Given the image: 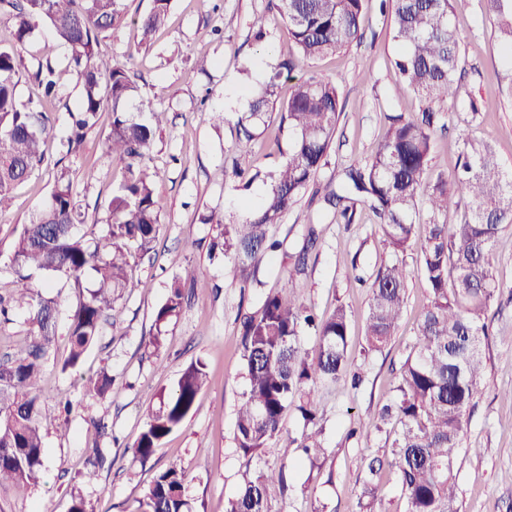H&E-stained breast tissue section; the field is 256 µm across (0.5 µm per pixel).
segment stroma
I'll list each match as a JSON object with an SVG mask.
<instances>
[{
    "label": "stroma",
    "instance_id": "1",
    "mask_svg": "<svg viewBox=\"0 0 512 512\" xmlns=\"http://www.w3.org/2000/svg\"><path fill=\"white\" fill-rule=\"evenodd\" d=\"M127 19L117 37L102 40V54L123 64L137 86L136 104L153 123L158 136L146 158L157 171L155 199L160 215L154 249L135 255L128 274L132 291L117 299L104 334L83 362L66 368L69 357L67 315L77 301L71 281L34 275V292L54 299L59 337L43 379L47 415L42 433L48 469L38 486L12 495V512H68L71 497L81 494L96 512H137L155 475L176 463L184 469L186 496L192 512H224L244 477L269 470L283 471L286 484L274 488L267 512H359L358 494L371 458L388 452L386 436L355 430L392 400L400 368L415 340V320L427 302V287L417 272V248L403 262L409 272L406 304L399 326L386 348L362 354L368 312L366 278L390 261L368 208H360L355 223H337L320 202L302 196L272 233L281 251L259 256L251 281L234 277L221 253L211 251L215 225L202 223L216 209L238 215L257 204L266 192L262 183L243 189L225 175V168H274L288 148V132L271 119L251 153L233 156L237 114L245 107L244 92L258 89L271 66L292 50L282 16L267 0H172L166 26L150 44H142L135 23L152 0H125ZM267 36L253 37L254 21ZM453 22L462 38L458 110L468 113L477 103L479 114L438 132L432 168L452 172L462 137L490 142L502 164L512 168V81L505 79L500 43L481 0H458ZM360 42L339 55L304 64L298 73L336 83L344 111L321 183L336 182L346 167L367 159L377 148L386 114L412 118L419 99L393 84L389 58L395 45L389 18L378 0H369ZM23 68L51 60L59 94L47 103L55 117L44 144L46 159L13 193L11 207L0 215V291L11 288L9 257L24 224L48 198L60 168H67L81 206L77 232L87 241L104 233V217L112 189L122 179L125 163L112 156L106 138L112 109L104 107L98 124L88 132L79 154L60 158V142L68 130V113L76 109L81 86L68 66V51L52 30L41 26L21 49ZM224 123H215L216 113ZM316 225L320 241L311 253L305 275L288 280L283 271L302 245L303 225ZM501 280L505 284L488 312L487 371L480 392L466 414L468 454L458 462V504L461 512H512V229L496 244ZM196 279L184 288L180 315L166 328L160 349L148 339L157 308L166 300L185 269ZM271 292L295 293L318 314L336 304L348 310L352 338L348 373L360 374L358 387L330 385L319 395L324 452L309 462L302 452L282 454L267 448L246 457L236 446V410L247 390L242 359V320L258 315ZM202 363L207 382L182 425L165 438L147 462L133 455L159 395L171 392L191 363ZM108 373L112 386L103 398L84 393L88 378ZM71 403L68 416L56 408ZM105 418L107 436H98L92 419ZM100 446L107 462L94 483L81 477L87 448Z\"/></svg>",
    "mask_w": 512,
    "mask_h": 512
}]
</instances>
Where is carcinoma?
Segmentation results:
<instances>
[{
	"instance_id": "obj_1",
	"label": "carcinoma",
	"mask_w": 512,
	"mask_h": 512,
	"mask_svg": "<svg viewBox=\"0 0 512 512\" xmlns=\"http://www.w3.org/2000/svg\"><path fill=\"white\" fill-rule=\"evenodd\" d=\"M366 0H268L284 18L294 51L281 59L263 86L247 100L236 122L235 149L247 154L260 130L276 113L287 125L288 153L269 175L270 187L262 202L235 221L220 211L204 216L220 230L224 258L232 272H244L260 254L275 253L283 242L273 226L315 184L327 164L344 106L335 83L315 76L297 80L288 100H279L281 78L305 62L348 49L362 38ZM498 34L512 78V0H482ZM171 0H152L151 9L136 24L148 41L166 24ZM390 15L398 52L392 60L398 89L413 92L424 103L416 119L401 113L385 117L375 153L347 167L336 187L323 195L324 208L336 223L355 222L357 207L366 206L379 219V230L393 259L381 266L369 283V310L363 352L382 351L402 314L408 272L399 255L420 235L418 273L428 286V303L416 327L396 386L395 398L369 418L381 432L395 423L398 429L386 459L367 466L358 498L359 512H374L376 478L383 466L396 475L406 501V512H460L456 493V464L464 446L465 415L484 379L483 347L488 336V311L502 288L495 258L500 234L512 227V169L505 168L493 146L464 137L452 175L430 176L434 132L459 119L457 71L460 38L453 24L455 0H380ZM126 13L125 0H0V18L13 28V42L0 46V213L12 201L15 186L43 161L41 145L53 130L42 102L57 96L55 67L40 61L27 76L40 90L37 102L16 98L18 48L40 25L52 29L69 50L82 94L69 113L70 131L61 148L67 157L77 152L105 104H112L107 137L110 153L127 160L123 180L112 189L105 233L87 243L76 236L80 223L73 186L61 169L42 207L15 241L10 269L15 288L0 295V324L10 314L27 315L30 339L0 359V512L7 510L5 495L37 485L47 471L41 432L43 418L40 385L42 368L56 339L58 307L54 300L33 293L28 281L36 273L64 276L83 287L91 272L95 288L79 295L69 314L70 357L74 368L85 352L103 336L104 314L112 303L135 287L127 268L132 250L152 249L160 224L155 200L157 172L144 158L157 129L129 109L135 86L127 70L99 52L104 34L117 33ZM463 209L456 224L448 212ZM303 245L288 265V279L305 273L308 254L319 235L313 224L302 230ZM182 307L180 287L171 288L155 313L156 333L149 345L159 349L166 325ZM321 341L317 360L302 350L304 331ZM351 332L346 307L339 303L327 317L317 316L293 293L268 294L259 316L243 321L242 358L248 389L236 413V445L253 456L273 444L283 455L300 448L306 457L323 450L322 428L317 426L316 394L320 385H357L347 379L346 360ZM206 383L203 364L188 366L176 388L159 397L135 444V457L146 462L154 448L181 426ZM112 384L106 373L88 382L86 394L103 397ZM295 404L303 429L280 442L283 415ZM104 462L103 450L89 449L82 477L91 481ZM186 475L176 464L159 473L140 502V512H190L184 498ZM282 482L271 470L245 478L239 494L225 512H266L270 491Z\"/></svg>"
}]
</instances>
